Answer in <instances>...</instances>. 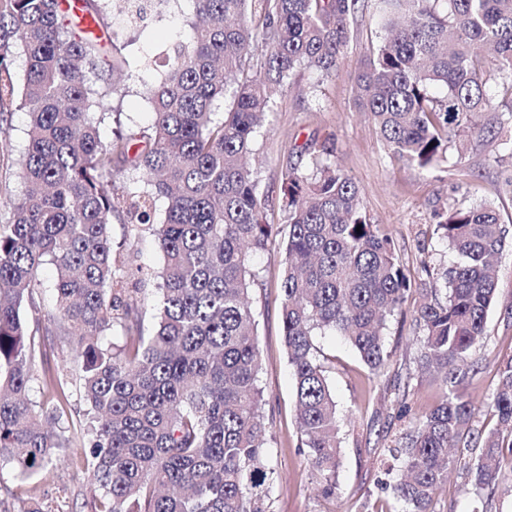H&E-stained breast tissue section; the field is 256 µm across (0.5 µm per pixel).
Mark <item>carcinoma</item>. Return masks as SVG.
I'll return each instance as SVG.
<instances>
[{
    "instance_id": "obj_1",
    "label": "carcinoma",
    "mask_w": 512,
    "mask_h": 512,
    "mask_svg": "<svg viewBox=\"0 0 512 512\" xmlns=\"http://www.w3.org/2000/svg\"><path fill=\"white\" fill-rule=\"evenodd\" d=\"M59 2L0 0V116L24 109L30 117L24 191L0 221V469L34 480L72 444L62 427L67 375L44 357L35 340L43 333L60 337L80 364L86 469L100 512H265L273 471L249 300L259 278L249 258L266 249L273 225L248 158L274 108L272 91L302 67L331 75L355 14L371 0H189L186 36L141 62L166 68L147 90L148 131L107 139L95 108L126 96L112 77L133 62L115 30L112 56L101 60L92 33ZM378 2L383 35L356 95L391 154L430 169L449 144L461 158L490 137L512 159V0ZM82 12L108 29L112 0H82ZM256 52L259 70L241 79ZM17 54L26 60L21 77L11 70ZM279 194L296 424L319 491L331 496L340 425L313 336L333 331L383 375L392 357L384 330L411 280L333 147H301L281 171ZM115 218L157 241L163 264L152 299L113 253ZM437 231L457 261L419 289L414 321L420 367L448 392L385 449L388 488L405 512H434L460 463L483 506L512 497L500 430L472 433L476 407L461 389L484 338L496 294L492 259L507 230L482 201L437 213ZM45 264L56 272L49 311ZM117 330L120 341L104 342ZM39 371L47 398L36 406L29 391ZM491 408L498 425L512 427V357L499 366Z\"/></svg>"
}]
</instances>
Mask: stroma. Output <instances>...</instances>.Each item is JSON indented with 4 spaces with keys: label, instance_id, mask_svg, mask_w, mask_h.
I'll return each instance as SVG.
<instances>
[{
    "label": "stroma",
    "instance_id": "obj_1",
    "mask_svg": "<svg viewBox=\"0 0 512 512\" xmlns=\"http://www.w3.org/2000/svg\"><path fill=\"white\" fill-rule=\"evenodd\" d=\"M189 4L170 7L167 13L147 18L143 27L124 32L126 52L133 60L156 56L178 40L185 29ZM354 34L335 72L321 77L310 69L298 70L290 87L275 96L276 105L265 123L256 163L262 188L269 195L266 220L283 224L287 215L280 206L278 189L281 169L295 151L310 143H331L341 171L359 186L361 203L373 223L394 242L401 264L413 284L401 312L388 323L385 345L392 358L388 372L370 374L354 349L341 337L328 332L317 335V356L326 368L336 398L342 428V448L337 469V493L327 497L318 490V479L307 466L294 413V384L288 366L280 317V279L284 251L273 239L264 251L250 257L262 288L253 293L258 342L262 353L259 384L264 392L266 414L271 425L267 454L275 470L266 512H360L371 500L385 512H401L402 503L386 490L389 477L383 448L394 445L408 428L412 417L440 402L444 386L418 369L419 330L413 312L420 303L418 285L427 272L443 273L455 255L435 231L434 213L450 205L493 202L502 225L512 231V163H498L501 149L491 140L472 142L465 156L449 150L448 161L423 170L394 157L377 134L371 119L360 112L355 85L369 50L382 34L379 15L370 8L357 13ZM163 68H132L124 77L128 94L112 99L109 111L120 113L125 128L139 131L151 125V109L141 91L144 84L159 82ZM29 118L16 110L8 116V135L0 137V217L10 215V200L19 197L23 183L19 161L27 144ZM112 244L133 263L159 268L163 256L155 238L112 225ZM53 366L69 375L66 393L68 413L83 419L86 405L79 393L77 366L58 337L44 336ZM512 357V247L496 259V298L487 317L482 346L475 359L478 369L464 384L478 412L473 427L478 431L496 428L497 417L489 405L499 383L498 368ZM410 375L406 391H398L394 379ZM408 416H400V404ZM64 512H95L97 492L90 485L85 459L77 448L62 449L49 474L39 486L15 478L10 470L0 471V512H25L32 493Z\"/></svg>",
    "mask_w": 512,
    "mask_h": 512
}]
</instances>
